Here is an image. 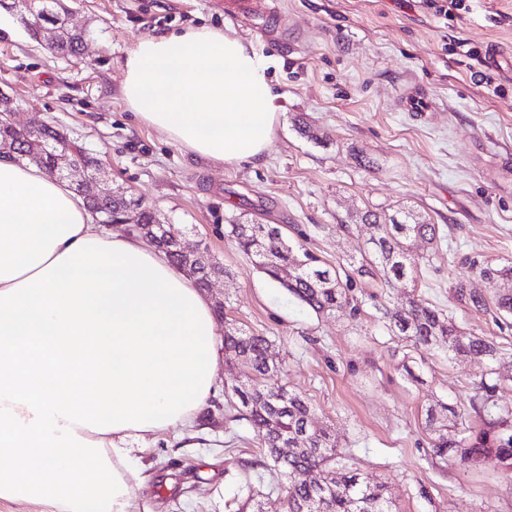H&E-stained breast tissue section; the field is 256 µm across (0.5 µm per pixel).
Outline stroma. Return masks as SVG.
I'll use <instances>...</instances> for the list:
<instances>
[{
	"mask_svg": "<svg viewBox=\"0 0 512 512\" xmlns=\"http://www.w3.org/2000/svg\"><path fill=\"white\" fill-rule=\"evenodd\" d=\"M428 2L271 0L263 34L229 21L228 0H65L70 25L89 33L76 59L45 49L0 9V89L17 124L37 118L83 143L103 168L101 190L123 189L179 225L188 246H207L225 270L205 291L212 307L274 340L278 382L308 397L351 466L386 485L395 512H512V475L492 457L470 466L432 457L423 415L437 397L478 426L469 397L490 368L502 379L500 405L512 409V352L491 363L409 351L381 321L383 307L420 299L512 349V327L499 326L495 309L453 296L465 281L494 299L497 287L477 268L512 262V0H469L447 17ZM203 25L271 61L283 115L260 160L200 158L140 123L121 98L124 61L140 40ZM492 47L498 63L486 72ZM410 88L428 111L403 106ZM366 211L410 212L439 225L442 241L435 251L415 244L427 259L416 283H357L356 316L315 314L224 237L233 218L279 224L344 270L368 248L370 230L357 222ZM244 379V367L221 362L218 390L194 425L147 442L134 491L148 512H235L250 497L285 512V479L241 477L263 451L246 421L224 419V393Z\"/></svg>",
	"mask_w": 512,
	"mask_h": 512,
	"instance_id": "35a3bbf8",
	"label": "stroma"
}]
</instances>
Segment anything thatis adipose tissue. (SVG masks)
<instances>
[{
    "instance_id": "ef3b65f1",
    "label": "adipose tissue",
    "mask_w": 512,
    "mask_h": 512,
    "mask_svg": "<svg viewBox=\"0 0 512 512\" xmlns=\"http://www.w3.org/2000/svg\"><path fill=\"white\" fill-rule=\"evenodd\" d=\"M267 68L241 38L189 27L140 40L121 94L142 124L235 165L261 159L280 122ZM217 336L205 294L150 241L0 159V504L140 512L138 454L206 408Z\"/></svg>"
}]
</instances>
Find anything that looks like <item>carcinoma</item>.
<instances>
[{
  "mask_svg": "<svg viewBox=\"0 0 512 512\" xmlns=\"http://www.w3.org/2000/svg\"><path fill=\"white\" fill-rule=\"evenodd\" d=\"M57 2L43 0L26 17V25L34 34L46 23L56 26L55 50L76 58L82 38L66 27L56 9ZM132 208L138 210L139 232L156 236L170 260L192 276L199 288H206L210 263L191 262L176 251L173 237L161 233L150 208L114 198L104 202L98 215L103 220L118 222ZM360 221L373 228V232L368 253L354 272L378 277L386 283L418 271L420 262L412 254L416 241H440L436 225L417 221L409 213L386 218L367 211L360 215ZM226 234L254 269L306 308L319 315L347 307L355 313L359 311L350 284L342 282L337 271L324 267L318 256L288 242L278 226L235 220L227 225ZM478 274L495 285L512 279V266L494 267L487 263L478 269ZM454 294L457 301L476 310L487 308L485 295L464 281L455 285ZM383 327L389 335L416 350L437 349L450 357L472 355L491 362L503 355L502 347L494 341L465 334L443 310L422 301L408 300L384 309ZM224 359L248 370L245 383L224 394V415L230 421L246 420L262 441L264 450L254 466L288 480L286 512H391L385 485L364 481L360 473L339 460L336 441L327 429L316 424L309 400L267 379L279 370L269 337L250 334L232 324L224 331ZM499 386L500 378L492 368L474 384L470 406L481 418L478 428L464 425L454 406L442 399L424 408L425 427L437 456L443 459L451 454L473 464L493 453L512 471V410L499 405ZM450 423L459 427L460 438L448 439Z\"/></svg>",
  "mask_w": 512,
  "mask_h": 512,
  "instance_id": "obj_1",
  "label": "carcinoma"
}]
</instances>
